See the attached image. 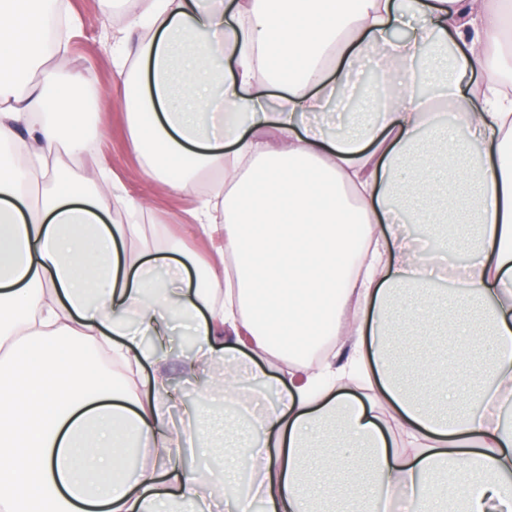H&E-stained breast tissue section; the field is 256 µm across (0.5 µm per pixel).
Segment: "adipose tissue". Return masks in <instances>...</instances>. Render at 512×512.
<instances>
[{
    "label": "adipose tissue",
    "mask_w": 512,
    "mask_h": 512,
    "mask_svg": "<svg viewBox=\"0 0 512 512\" xmlns=\"http://www.w3.org/2000/svg\"><path fill=\"white\" fill-rule=\"evenodd\" d=\"M58 11V0H0V512H196L207 479L175 464L196 427L166 414L164 373L142 376L159 361L145 336L178 322L207 344L186 373L245 349L257 378L288 363L281 406L256 420L258 490L232 512H251L257 494L266 512H317L322 497L376 512L377 495L336 478L357 469L380 493L420 487L413 512H512V0H150L126 15L123 31L151 33L118 42L131 145L173 190L213 173L221 213L194 218L233 258L220 275L180 241L148 240L145 225L105 223L126 199L59 165L87 142L69 40L42 44ZM433 40L459 51L451 71L431 64L425 97L413 67ZM371 58L384 76L365 118L325 136L315 116L348 103ZM469 71L486 75L478 109L455 80ZM409 223L436 225L434 249H416ZM463 245L467 293L447 301V333L472 347L473 309L490 304L498 357L422 355L432 390L410 395L390 372L394 316L429 336L447 303L433 293L441 259ZM177 256L198 274L176 287L164 273ZM351 373L365 401L340 391ZM328 425L354 450L316 445Z\"/></svg>",
    "instance_id": "adipose-tissue-1"
}]
</instances>
